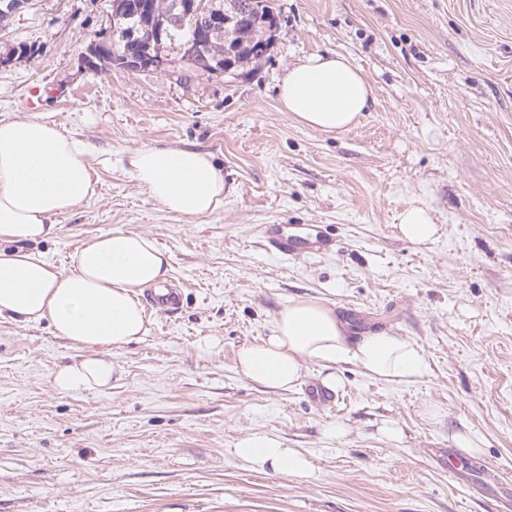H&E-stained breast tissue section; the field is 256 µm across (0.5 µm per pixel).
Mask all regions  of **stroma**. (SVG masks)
Listing matches in <instances>:
<instances>
[{
    "instance_id": "stroma-1",
    "label": "stroma",
    "mask_w": 512,
    "mask_h": 512,
    "mask_svg": "<svg viewBox=\"0 0 512 512\" xmlns=\"http://www.w3.org/2000/svg\"><path fill=\"white\" fill-rule=\"evenodd\" d=\"M277 5L260 63L186 83L175 46L165 74L85 68L112 0H33L0 30V120H44L91 147L93 195L32 251L66 270L92 236L147 234L188 285L175 317L148 316L142 339L113 351L112 385L97 392L53 385L86 349L47 322L0 317V512H498L512 498L491 478H512V0ZM315 52L352 59L374 87L348 132L280 109L288 67ZM145 145L212 154L223 207L188 218L151 200L124 165ZM410 205L431 210L433 241L399 233ZM266 224L336 247L284 258ZM299 295L414 340L428 373L383 383L346 364L329 403L307 395L325 374L310 360L292 389L250 382L238 350ZM333 421L344 436H325ZM254 432L308 456L314 478L234 459ZM460 434L477 451L458 479L434 452L456 451Z\"/></svg>"
}]
</instances>
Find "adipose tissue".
<instances>
[{"mask_svg": "<svg viewBox=\"0 0 512 512\" xmlns=\"http://www.w3.org/2000/svg\"><path fill=\"white\" fill-rule=\"evenodd\" d=\"M278 98L281 111L299 123L340 134L359 124L374 88L350 58L313 53L288 68ZM89 153L86 143L48 122L0 121V317L47 321L58 336L89 349V356L55 372L54 385L63 392L110 385L113 350L145 333L142 291L171 271L168 251L141 233L92 237L67 273L30 251V244L56 235L58 216L92 195ZM127 165L149 198L169 212L198 218L224 204V171L207 152L142 146L128 153ZM306 359L325 369L322 382L330 388L338 382L336 366L344 363L399 384L427 371L423 350L411 339L387 332L352 337L335 304L311 296L290 299L271 336L239 349L237 367L253 383L287 390L299 383ZM232 454L260 471L314 473L305 454L265 432L241 438Z\"/></svg>", "mask_w": 512, "mask_h": 512, "instance_id": "1", "label": "adipose tissue"}]
</instances>
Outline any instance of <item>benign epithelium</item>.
<instances>
[{"label": "benign epithelium", "instance_id": "1", "mask_svg": "<svg viewBox=\"0 0 512 512\" xmlns=\"http://www.w3.org/2000/svg\"><path fill=\"white\" fill-rule=\"evenodd\" d=\"M143 0H118L110 19L112 51L122 55L123 44L141 41L147 51L138 55H125L122 68L132 72L156 70L166 71L163 54V36L172 28H178L188 19H193L198 32L211 40L216 37L224 41V70L226 76L238 72V60L247 53L258 62L266 55L269 43L243 40L245 25L250 21L247 9L239 0H173L168 12L167 26H148L143 23Z\"/></svg>", "mask_w": 512, "mask_h": 512}]
</instances>
